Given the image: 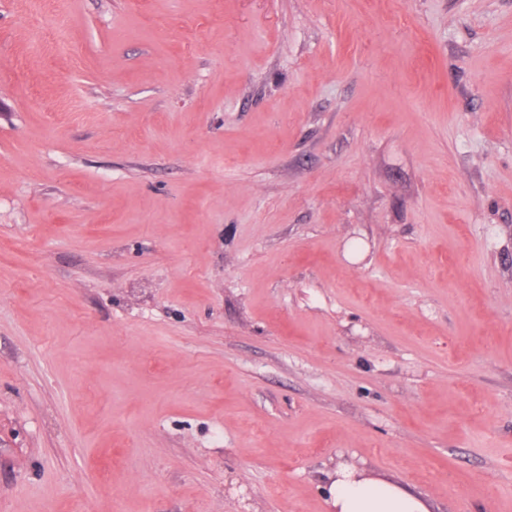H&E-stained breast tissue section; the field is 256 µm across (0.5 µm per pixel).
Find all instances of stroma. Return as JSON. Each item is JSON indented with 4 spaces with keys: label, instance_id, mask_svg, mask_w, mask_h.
Returning a JSON list of instances; mask_svg holds the SVG:
<instances>
[{
    "label": "stroma",
    "instance_id": "obj_1",
    "mask_svg": "<svg viewBox=\"0 0 512 512\" xmlns=\"http://www.w3.org/2000/svg\"><path fill=\"white\" fill-rule=\"evenodd\" d=\"M512 512V0H0V512ZM336 471L329 486L336 512H429L422 499L390 482Z\"/></svg>",
    "mask_w": 512,
    "mask_h": 512
}]
</instances>
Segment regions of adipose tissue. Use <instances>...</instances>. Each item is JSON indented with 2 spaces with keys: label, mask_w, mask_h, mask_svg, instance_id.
<instances>
[{
  "label": "adipose tissue",
  "mask_w": 512,
  "mask_h": 512,
  "mask_svg": "<svg viewBox=\"0 0 512 512\" xmlns=\"http://www.w3.org/2000/svg\"><path fill=\"white\" fill-rule=\"evenodd\" d=\"M336 512H428L422 499L401 486L337 471L329 486Z\"/></svg>",
  "instance_id": "ef3b65f1"
}]
</instances>
